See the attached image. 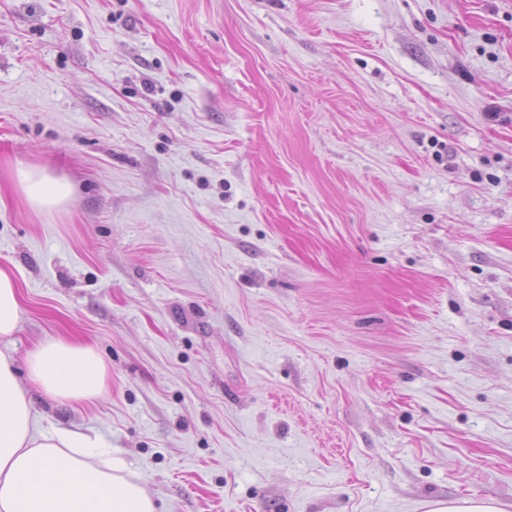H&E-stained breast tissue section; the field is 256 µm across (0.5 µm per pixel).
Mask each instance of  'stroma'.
<instances>
[{"instance_id": "stroma-1", "label": "stroma", "mask_w": 512, "mask_h": 512, "mask_svg": "<svg viewBox=\"0 0 512 512\" xmlns=\"http://www.w3.org/2000/svg\"><path fill=\"white\" fill-rule=\"evenodd\" d=\"M0 268L160 512L512 505V0H0ZM11 177L27 204L33 209L59 208L71 198L69 183L38 166H18ZM429 512H506L499 500L491 498L455 499L436 502Z\"/></svg>"}]
</instances>
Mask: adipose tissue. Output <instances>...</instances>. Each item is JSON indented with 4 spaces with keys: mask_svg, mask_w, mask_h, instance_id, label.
I'll use <instances>...</instances> for the list:
<instances>
[{
    "mask_svg": "<svg viewBox=\"0 0 512 512\" xmlns=\"http://www.w3.org/2000/svg\"><path fill=\"white\" fill-rule=\"evenodd\" d=\"M11 177L34 209L59 208L71 198L62 178L38 166ZM29 380L60 402L100 396L106 366L91 347L60 339L38 344L26 357ZM0 512H158L153 496L106 459L96 436L40 430L19 383L11 354L0 351Z\"/></svg>",
    "mask_w": 512,
    "mask_h": 512,
    "instance_id": "1",
    "label": "adipose tissue"
}]
</instances>
